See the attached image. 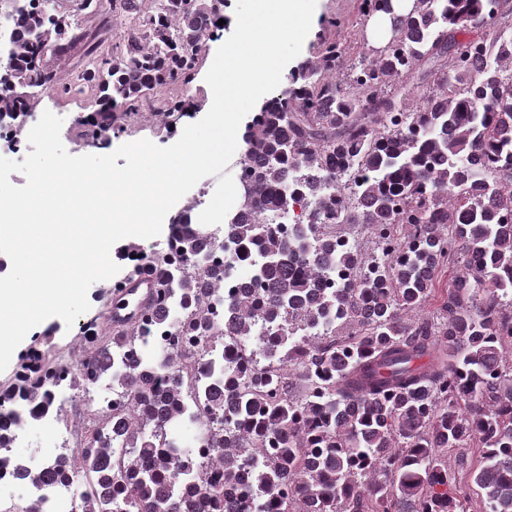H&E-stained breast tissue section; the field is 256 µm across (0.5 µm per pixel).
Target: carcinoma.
Wrapping results in <instances>:
<instances>
[{
  "label": "carcinoma",
  "mask_w": 512,
  "mask_h": 512,
  "mask_svg": "<svg viewBox=\"0 0 512 512\" xmlns=\"http://www.w3.org/2000/svg\"><path fill=\"white\" fill-rule=\"evenodd\" d=\"M511 1L415 0L356 63L318 42L244 135L231 250L215 254L205 224L170 225V251L131 249L111 284L152 276L150 306L115 327L104 303L81 350L34 346L0 385L35 405L68 373L77 388L120 389L82 463L45 462L46 484L91 480L80 512H464L453 449L487 512H512ZM121 4L120 50L89 45L80 74L99 92L79 122L93 139L191 74L224 0ZM5 20L0 115L32 112L36 90H68L41 49L65 48L69 15L56 0H8ZM399 76L420 89L416 107L390 96ZM337 168L362 173L351 205L322 177ZM303 200L308 217L267 227ZM324 215L374 248L339 245ZM244 262L252 278L229 284ZM176 425L200 428L212 457L171 436Z\"/></svg>",
  "instance_id": "obj_1"
}]
</instances>
